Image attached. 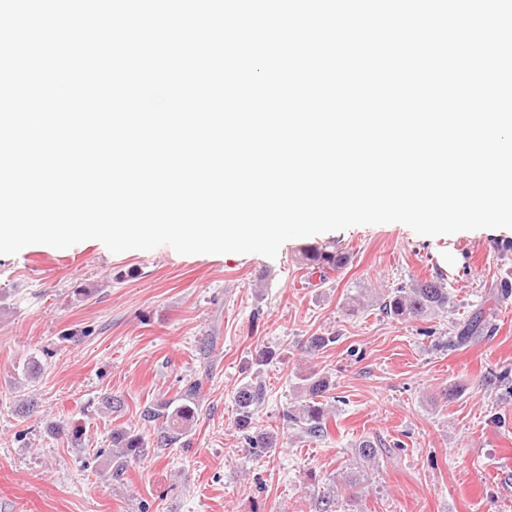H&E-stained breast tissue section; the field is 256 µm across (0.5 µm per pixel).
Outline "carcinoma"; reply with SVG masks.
<instances>
[{"label": "carcinoma", "instance_id": "1", "mask_svg": "<svg viewBox=\"0 0 512 512\" xmlns=\"http://www.w3.org/2000/svg\"><path fill=\"white\" fill-rule=\"evenodd\" d=\"M301 264L321 277L343 269L348 262L345 252L334 245H307L300 250ZM451 297L448 288L439 277L417 280L410 284H401L383 295L380 307L395 320L427 319L448 311ZM486 328L483 313H474L464 324L457 343L462 344L470 337ZM205 379L190 383L180 395V404L170 407L168 403L148 406L142 411L143 420L154 422L161 420L155 435V446L164 448L179 437L188 433L195 421L198 401ZM330 390L329 382L320 377L309 376L303 384L304 401L295 409L286 412L290 422L305 425L306 432L314 438L328 434L329 412L324 404ZM264 399V388L257 384L245 383L235 394L237 407L236 425L244 433L246 444L255 453H267L275 447L274 436L270 433L252 431V410ZM148 441L142 434H134L124 428L112 430L110 461L115 472L120 473L131 460L141 456ZM381 449L372 441L364 440L357 448L358 458L365 463H374L379 459Z\"/></svg>", "mask_w": 512, "mask_h": 512}]
</instances>
